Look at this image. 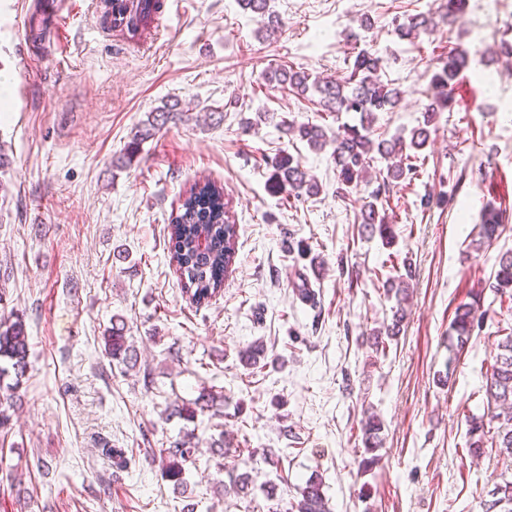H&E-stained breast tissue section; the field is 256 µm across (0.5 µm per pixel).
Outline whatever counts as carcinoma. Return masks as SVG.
Returning a JSON list of instances; mask_svg holds the SVG:
<instances>
[{
	"label": "carcinoma",
	"mask_w": 512,
	"mask_h": 512,
	"mask_svg": "<svg viewBox=\"0 0 512 512\" xmlns=\"http://www.w3.org/2000/svg\"><path fill=\"white\" fill-rule=\"evenodd\" d=\"M272 0H237L246 11L267 18V25H282L279 14L272 9ZM438 22L431 13L412 15L397 25L396 30L402 36L437 31ZM468 56L455 48L448 56L434 66L431 86L437 90L432 101L425 105L423 120L410 130L409 136L395 134L389 139L374 138V127L380 112H392L403 100V91L398 87H388L379 81L382 59L376 52L363 47L355 52L353 60L348 62V75L341 81L313 78L305 71L293 68L273 67L267 70L263 79L273 89H289L299 96L308 92L318 95V104L324 112H343L352 115V122L344 123L332 137L327 136L324 127L303 123L298 132L302 140L316 149L331 146V157L336 164L340 184L350 188L363 182V174L370 168L374 155L383 158L399 157L396 164L387 168L382 183L370 192L369 201L361 211V224L366 231L378 234L385 244L390 246L395 240L393 224L384 206L382 194L389 190L393 182L412 179L417 170L411 163L409 151H419L429 142L437 116L448 112L452 107L450 91L460 74L468 67ZM181 118V113L170 108L151 115L149 129L136 132L128 142L125 158L132 161L145 139L154 135L161 126ZM282 182L289 192L300 197L303 194L316 195L317 184L306 179V172L300 163L288 161L281 165ZM505 222L502 210L489 205L479 216V239L486 242L501 234ZM238 240V229L228 203L224 202V188L216 183H195L179 199L176 213L171 218L170 243L189 300L202 305L219 294L224 287V276L234 259ZM389 288L385 293H394L397 308L391 325L385 332H376L374 345L386 349L381 336L393 339L400 333L404 320L402 303L408 300L407 288L393 289L392 281H386ZM500 302L512 304V253L501 256L492 285ZM485 311L480 309V301L475 299L456 308L450 323L448 347L460 351L468 342L475 326L484 318ZM127 326L120 317L112 322V328L105 335L104 352L107 357L119 365L130 366L135 362L136 353L128 344ZM498 353L494 363L485 375L486 408L481 415L467 416L468 453L480 457L486 449L495 450L502 456H512V336L503 339L497 345ZM28 334L24 315L12 313L0 317V379L14 377V383L0 385V427L6 425L8 416L3 406L10 403L15 390L25 376L28 365ZM224 404V396L211 392H202L191 403H175L170 415L192 422L198 414ZM497 426H492V423ZM383 422L376 415H370L363 424L362 442L365 457L359 462L362 471L373 469L382 459L378 451L382 448L380 433ZM199 451L194 442V434L185 435L170 443L162 450L161 465L165 474L176 485L184 483V465L195 462ZM300 499L295 512H330L323 491L322 480L310 478L299 489ZM485 512H512V479H504L494 485L490 500L484 503Z\"/></svg>",
	"instance_id": "obj_1"
}]
</instances>
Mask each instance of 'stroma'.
<instances>
[{"label": "stroma", "mask_w": 512, "mask_h": 512, "mask_svg": "<svg viewBox=\"0 0 512 512\" xmlns=\"http://www.w3.org/2000/svg\"><path fill=\"white\" fill-rule=\"evenodd\" d=\"M162 2L154 31L131 41L104 28L88 0H73L58 40L30 49L21 19L40 17L51 0H0V73L12 78L0 101L9 159L0 168V312L23 313L29 334L20 400L0 428V512H290L311 477L322 478L332 512H483L489 490L512 476V458L469 456L466 423L483 413L485 373L512 334V311L491 287L512 252V0H468L453 24L411 41L395 34L394 19L435 12L442 0H274L283 27L269 39L236 0ZM362 39L383 58V81L405 92L395 111L379 113V137L416 126L438 58L454 47L469 55L458 81L466 92L439 117L419 176L390 187L392 247L358 222L388 160L339 193L329 151L273 124L333 132L335 114L262 79L276 66L343 78ZM176 99L187 119L167 123L131 169L116 170L136 127ZM287 158L318 182L317 195L280 185ZM207 181L230 198L238 243L222 291L198 306L182 292L168 224L180 195ZM489 203L508 219L476 251ZM404 274L407 316L376 352L373 333L394 305L383 283ZM306 284L309 302L297 293ZM476 293L486 315L449 354L455 309ZM116 316L138 355L126 372L103 352ZM255 342L266 364L244 367L239 353ZM204 388L224 394L222 412L192 424L167 415ZM369 411L384 431L382 461L365 474ZM190 429L203 446L180 490L158 456ZM219 436L222 456L205 446ZM105 442L124 449L126 467L102 456ZM265 448L278 451L281 471L262 462ZM245 471L252 492H225Z\"/></svg>", "instance_id": "stroma-1"}]
</instances>
